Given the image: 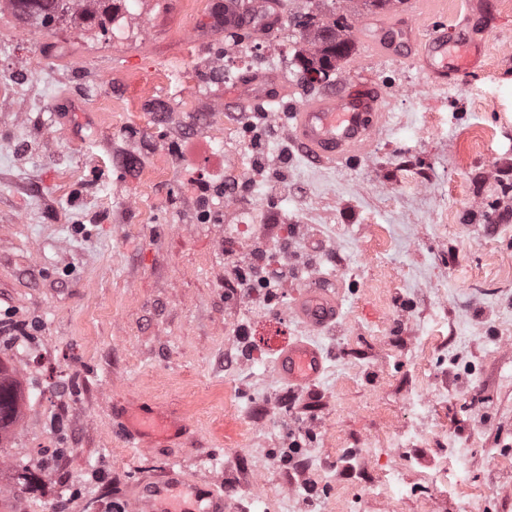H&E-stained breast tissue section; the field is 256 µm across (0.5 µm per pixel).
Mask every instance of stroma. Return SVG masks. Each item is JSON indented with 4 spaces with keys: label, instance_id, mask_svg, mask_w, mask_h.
<instances>
[{
    "label": "stroma",
    "instance_id": "stroma-1",
    "mask_svg": "<svg viewBox=\"0 0 512 512\" xmlns=\"http://www.w3.org/2000/svg\"><path fill=\"white\" fill-rule=\"evenodd\" d=\"M213 2L116 0L106 38L68 23L27 36L0 9V49L38 61L12 85L25 111H0V313L23 333L0 340V361L26 399L0 446V488L24 512H115L132 481L171 466L223 490L231 512H459L466 499L512 512V197L499 198L512 185V0H447L444 23L466 12L488 37L479 66L445 87L359 38L340 73L308 86L291 20L349 0H280V102L209 85L242 121L363 83L391 105L368 154L328 168L297 150L284 168L287 223L325 250L283 300L285 340L324 353L323 375L299 389L274 377L272 352L224 369L229 329L252 312L224 300L236 226L198 184L223 182L224 154L178 79L207 67L211 44L252 42L253 29L206 26ZM202 25L208 41L186 50ZM204 201L216 223H199ZM306 288L338 296L335 330L295 316ZM130 409L182 428L127 447L114 426ZM298 416L315 432L305 476L330 497L294 491L280 461ZM452 441L459 482L445 493L429 480ZM46 460L37 491L20 492L16 464ZM393 469L404 492L391 501L379 484Z\"/></svg>",
    "mask_w": 512,
    "mask_h": 512
}]
</instances>
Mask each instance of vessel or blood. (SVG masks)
<instances>
[{
    "instance_id": "b4317fda",
    "label": "vessel or blood",
    "mask_w": 512,
    "mask_h": 512,
    "mask_svg": "<svg viewBox=\"0 0 512 512\" xmlns=\"http://www.w3.org/2000/svg\"><path fill=\"white\" fill-rule=\"evenodd\" d=\"M446 0H415L414 24L406 26L400 17L380 15L360 20L358 32L367 36L368 51L378 58L397 55L414 58L430 79L447 85L454 69L476 68L481 60L483 41L471 33L468 19L453 25L436 24L446 14ZM456 33L465 53L457 66H450L449 33ZM289 134L311 162L327 166L352 156L367 154L379 129L390 118V107L372 85L362 84L343 94L321 95L291 108ZM295 312L309 327L322 330L332 326L341 313L334 293L325 288L304 290L295 304ZM324 370L319 348L297 339L280 348L276 375L284 383L300 388L313 383ZM176 421L151 412L125 413L119 432L129 447H143L146 438L168 434ZM192 491L195 512H227V497L211 488L186 482L175 470H167L157 479L141 476L127 489L132 512H184L176 491Z\"/></svg>"
}]
</instances>
